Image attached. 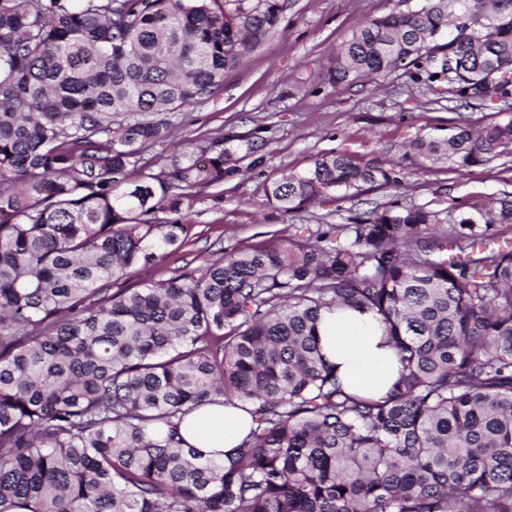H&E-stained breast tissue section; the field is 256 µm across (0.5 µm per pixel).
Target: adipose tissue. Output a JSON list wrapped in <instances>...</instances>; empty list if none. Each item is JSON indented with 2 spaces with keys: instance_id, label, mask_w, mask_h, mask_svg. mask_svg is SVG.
Here are the masks:
<instances>
[{
  "instance_id": "1",
  "label": "adipose tissue",
  "mask_w": 512,
  "mask_h": 512,
  "mask_svg": "<svg viewBox=\"0 0 512 512\" xmlns=\"http://www.w3.org/2000/svg\"><path fill=\"white\" fill-rule=\"evenodd\" d=\"M319 345L324 359L335 366L351 393L379 397L398 378L395 351L385 343L373 314L354 310L322 313ZM250 426L249 413L217 402L188 413L179 431L188 445L212 457L232 453Z\"/></svg>"
}]
</instances>
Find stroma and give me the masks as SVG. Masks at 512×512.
<instances>
[{"mask_svg": "<svg viewBox=\"0 0 512 512\" xmlns=\"http://www.w3.org/2000/svg\"><path fill=\"white\" fill-rule=\"evenodd\" d=\"M423 0H293L279 30L244 63L224 74L209 102L175 115L179 138L223 134L229 158L224 182L198 187L185 219L186 243L131 277L135 287L199 266L215 244L225 249L272 245L288 235H308L320 224H343L401 197L433 210L477 212L512 199V155L458 174L447 165L422 166L402 146L418 131L435 133L452 124L479 127L487 110L468 107L448 94L417 88L408 68L378 83L360 80L335 89L327 82L337 44L361 22ZM347 152L356 161L396 164L400 183L358 196L286 213L267 203L263 186L287 171L311 166L316 155Z\"/></svg>", "mask_w": 512, "mask_h": 512, "instance_id": "1", "label": "stroma"}]
</instances>
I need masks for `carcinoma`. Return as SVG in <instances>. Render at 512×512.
I'll return each mask as SVG.
<instances>
[{"label": "carcinoma", "mask_w": 512, "mask_h": 512, "mask_svg": "<svg viewBox=\"0 0 512 512\" xmlns=\"http://www.w3.org/2000/svg\"><path fill=\"white\" fill-rule=\"evenodd\" d=\"M287 7L0 0V512H512V242L495 229L512 200L449 225L397 198L113 288L224 182V135L176 143L171 114L213 98ZM406 64L492 117L417 135L421 163L512 153V0L369 20L329 84ZM398 183L333 150L264 194L288 213ZM334 309L379 319L400 364L385 396L347 393L324 361ZM217 398L253 423L226 462L179 432Z\"/></svg>", "instance_id": "cac0c4a2"}]
</instances>
